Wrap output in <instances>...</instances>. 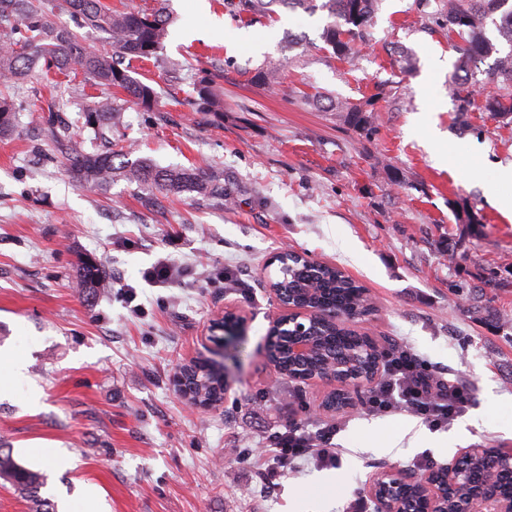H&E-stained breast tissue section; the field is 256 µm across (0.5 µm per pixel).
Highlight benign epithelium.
Segmentation results:
<instances>
[{"label": "benign epithelium", "mask_w": 512, "mask_h": 512, "mask_svg": "<svg viewBox=\"0 0 512 512\" xmlns=\"http://www.w3.org/2000/svg\"><path fill=\"white\" fill-rule=\"evenodd\" d=\"M279 305L281 310L271 319L266 338H271L277 330L288 328L289 348L297 358H304L309 353L314 340L310 333L314 326L337 319L334 311L297 307L282 301ZM248 328L249 318L234 308L224 310V315L212 320L205 342L211 343L207 350L214 357L201 356L180 368L176 377L178 395L200 408H211L209 403L190 398L185 386L186 376L202 364L219 374L224 390H229L230 381L224 364L215 356L222 354L228 340L245 336ZM304 381L347 387L361 386L367 378L343 379L330 373L310 374ZM440 469L439 480L430 472L418 478L398 468L375 474L370 481L369 493L376 512H417L420 500L425 504L424 512H448L450 508L454 512H512V497L504 498L499 489L500 485L512 482V451L491 450L477 444L460 449L455 459Z\"/></svg>", "instance_id": "benign-epithelium-1"}]
</instances>
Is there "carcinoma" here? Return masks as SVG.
Wrapping results in <instances>:
<instances>
[{"mask_svg": "<svg viewBox=\"0 0 512 512\" xmlns=\"http://www.w3.org/2000/svg\"><path fill=\"white\" fill-rule=\"evenodd\" d=\"M512 0H416L421 10L437 4L428 13L450 38L457 37L459 58L449 81L460 91L490 85L485 107L502 119L512 120ZM377 0H224L234 17L252 19L268 15L273 7H301L309 12H327L328 22L321 38L334 56L347 63L357 54V41L372 22ZM502 12L495 24L501 41L486 34L488 21ZM65 12L73 26L57 23V14ZM173 15L167 0H157L150 11H124L112 8L106 0H0V138L12 134L15 112L19 108L16 90L24 84L33 69L43 65L48 71L69 75L78 70L84 80L99 89L97 99L83 109L85 127L94 137L109 140L116 107L111 91L120 90L140 105L145 112L158 111L156 89L129 74L122 61L156 59L162 52ZM90 28L105 35L108 49L89 51L81 43L77 30ZM508 46L502 53L501 44ZM495 57L494 67L486 79L476 78L478 64ZM288 66V58L254 70L250 81L262 90H272L280 83ZM196 109L224 116V98L210 77L197 86ZM343 113L344 121L356 128L369 124L365 105L358 102L339 103L333 107ZM54 149L69 156L68 172L81 186L102 190L121 177L131 184L142 186L150 194H167L192 189L216 201H230L220 176L206 167L161 168L147 158L132 163L115 164V158L125 156V147L109 146L92 152H75L67 131L53 133ZM81 277L85 287L96 292L107 287L106 276L97 263H82ZM300 304L336 308L338 323L321 325L316 335L322 337L321 351L311 357L301 369H288V338L277 336L269 343L270 358L275 368L289 377L301 375L322 365L330 355H341L353 349L358 338L348 322L352 315L365 311L368 296L365 288L334 265L314 267L303 261L287 268L284 277L273 283ZM0 476L10 479L32 503V512H54L52 505L39 497L42 476L17 464L10 452L0 448Z\"/></svg>", "mask_w": 512, "mask_h": 512, "instance_id": "cac0c4a2", "label": "carcinoma"}]
</instances>
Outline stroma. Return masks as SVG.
<instances>
[{
  "label": "stroma",
  "mask_w": 512,
  "mask_h": 512,
  "mask_svg": "<svg viewBox=\"0 0 512 512\" xmlns=\"http://www.w3.org/2000/svg\"><path fill=\"white\" fill-rule=\"evenodd\" d=\"M169 5L160 61L132 64L160 109L116 94L113 135L162 167L211 164L234 203L192 190L149 201L121 179L101 191L78 186L50 132L68 129L76 150L92 151L86 97L31 74L17 130L0 138V351L9 356L0 373L10 387L0 444L43 475L40 495L55 512H85L92 498L98 512H349L377 471L452 462L456 448L437 438L455 423L360 403L328 412V387L295 385L267 361L279 309L269 259L288 248L368 290L375 309L359 327L381 349L406 348L470 387L465 415L479 426L467 445L512 449V213L497 203L512 195L500 180L512 164V122L477 101L467 126L457 123L454 41L415 0H380L348 65L321 38L325 12L279 7L247 24L224 0ZM393 46L412 52V72H401ZM286 55L296 62L274 90L252 85L254 68ZM218 62L219 121L192 105ZM303 91L374 99L371 130L303 102ZM467 213L477 225L462 222ZM88 257L112 280L109 294L84 289L76 269ZM164 259L171 282L145 281ZM227 273L238 287L216 286ZM227 307L248 315L249 330L224 349L234 384L223 403L199 409L177 395L173 376L204 354L209 324ZM410 419L423 437L376 451ZM294 422L310 433L334 427L332 465L280 458L272 438Z\"/></svg>",
  "instance_id": "stroma-1"
}]
</instances>
